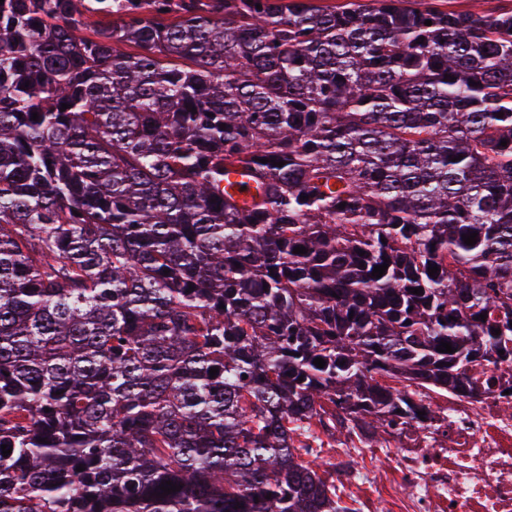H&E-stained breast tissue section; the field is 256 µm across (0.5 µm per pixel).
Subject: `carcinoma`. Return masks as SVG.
Instances as JSON below:
<instances>
[{"label":"carcinoma","mask_w":512,"mask_h":512,"mask_svg":"<svg viewBox=\"0 0 512 512\" xmlns=\"http://www.w3.org/2000/svg\"><path fill=\"white\" fill-rule=\"evenodd\" d=\"M484 362L512 11L0 4V512H352L322 449L425 440Z\"/></svg>","instance_id":"cac0c4a2"}]
</instances>
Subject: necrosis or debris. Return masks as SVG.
<instances>
[{
    "label": "necrosis or debris",
    "mask_w": 512,
    "mask_h": 512,
    "mask_svg": "<svg viewBox=\"0 0 512 512\" xmlns=\"http://www.w3.org/2000/svg\"><path fill=\"white\" fill-rule=\"evenodd\" d=\"M448 420L426 442L396 449L380 512H512V398H435Z\"/></svg>",
    "instance_id": "4bbe7bcc"
}]
</instances>
